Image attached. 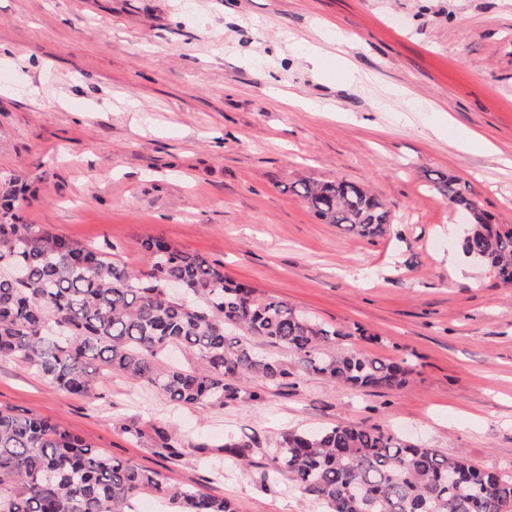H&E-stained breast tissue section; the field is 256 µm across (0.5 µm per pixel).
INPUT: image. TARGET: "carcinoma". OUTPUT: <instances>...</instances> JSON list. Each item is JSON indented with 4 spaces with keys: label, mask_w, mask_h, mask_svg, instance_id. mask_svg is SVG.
Instances as JSON below:
<instances>
[{
    "label": "carcinoma",
    "mask_w": 512,
    "mask_h": 512,
    "mask_svg": "<svg viewBox=\"0 0 512 512\" xmlns=\"http://www.w3.org/2000/svg\"><path fill=\"white\" fill-rule=\"evenodd\" d=\"M436 188L469 212L463 252L512 286V224L491 223L457 179L439 177ZM296 193L316 217L351 235L380 237L390 226L388 210L362 183L302 180ZM24 201L17 179L0 184V355L35 367L62 392L91 396L118 373L177 405L259 403L263 394L245 392V380L281 389L295 373L246 336L288 350L304 371L339 387L397 391L410 382L407 360L346 343L350 333L279 298L255 295L200 254L147 237L140 248L149 267L137 272L26 223ZM172 280L184 285V295L168 292ZM172 349L195 356L197 366L167 362ZM121 429L150 438L163 460L185 455L186 443L166 424ZM220 452L221 464L249 465L253 442L229 437ZM273 462L271 477L288 476L326 512H512V475L359 424L288 429ZM143 495L176 512H236L227 499L172 485L161 472L102 453L47 419L0 410V512H133Z\"/></svg>",
    "instance_id": "obj_1"
}]
</instances>
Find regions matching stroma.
<instances>
[{
  "label": "stroma",
  "instance_id": "35a3bbf8",
  "mask_svg": "<svg viewBox=\"0 0 512 512\" xmlns=\"http://www.w3.org/2000/svg\"><path fill=\"white\" fill-rule=\"evenodd\" d=\"M0 179L28 186L31 224L135 271L153 235L233 279L404 358L399 391L354 392L299 371L261 403L172 405L122 375L97 399L0 356V408L37 415L237 512H324L286 476L279 435L355 423L512 475V288L462 251L460 179L512 224V0H0ZM478 134L484 149H462ZM368 185L386 235L313 216L300 180ZM175 424L192 444L257 442L215 478L121 431Z\"/></svg>",
  "mask_w": 512,
  "mask_h": 512
}]
</instances>
